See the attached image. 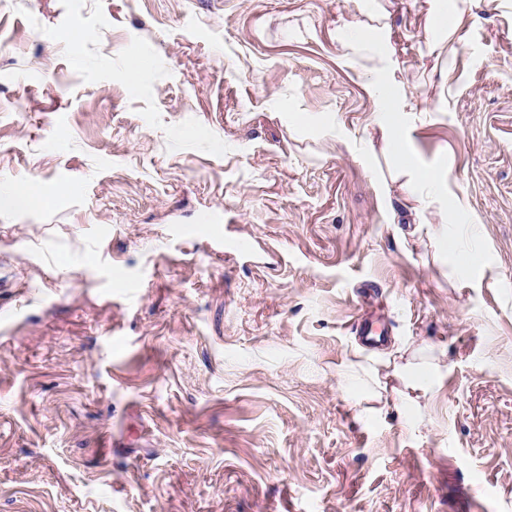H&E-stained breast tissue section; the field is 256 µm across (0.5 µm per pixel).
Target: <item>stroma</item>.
I'll return each instance as SVG.
<instances>
[{"label": "stroma", "mask_w": 512, "mask_h": 512, "mask_svg": "<svg viewBox=\"0 0 512 512\" xmlns=\"http://www.w3.org/2000/svg\"><path fill=\"white\" fill-rule=\"evenodd\" d=\"M26 182L0 512H512V0H0ZM393 376L401 383V386L399 388H393V391H395L402 400L417 404L422 398L426 397L427 389L422 383L408 378L397 371H394Z\"/></svg>", "instance_id": "obj_1"}]
</instances>
